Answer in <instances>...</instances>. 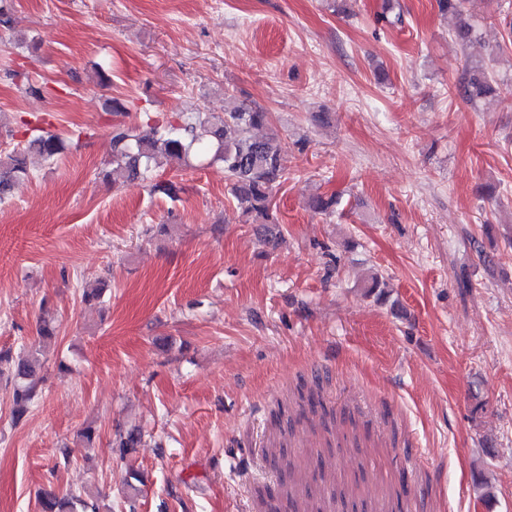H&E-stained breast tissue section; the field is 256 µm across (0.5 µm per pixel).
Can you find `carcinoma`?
I'll return each instance as SVG.
<instances>
[{
  "mask_svg": "<svg viewBox=\"0 0 512 512\" xmlns=\"http://www.w3.org/2000/svg\"><path fill=\"white\" fill-rule=\"evenodd\" d=\"M469 0H438L439 9L451 14L454 25L449 35L461 44L479 40L466 6ZM496 81L487 67L477 61L466 71L461 83L465 98L471 102L496 92ZM281 133L270 113L244 102L224 105L222 118L215 120L209 112H196L178 129H152L138 133L131 128L118 127L112 132V181H134L147 176L152 166L166 163L180 165L198 146L214 149L213 159L224 163L231 181V193L242 213L252 217L255 224H278L272 204L273 191L286 180L280 149ZM63 148L56 135L33 140L28 146L0 153V199L12 186L31 173V159L51 160ZM339 196L317 195L310 207L322 214L336 211ZM41 360L38 352L13 356L9 350L0 351V379L13 384V420L20 422L37 396L38 371ZM74 495L59 496L44 492L39 496L40 512H76ZM81 501V500H79ZM83 508L99 512L94 502L81 501Z\"/></svg>",
  "mask_w": 512,
  "mask_h": 512,
  "instance_id": "carcinoma-1",
  "label": "carcinoma"
}]
</instances>
